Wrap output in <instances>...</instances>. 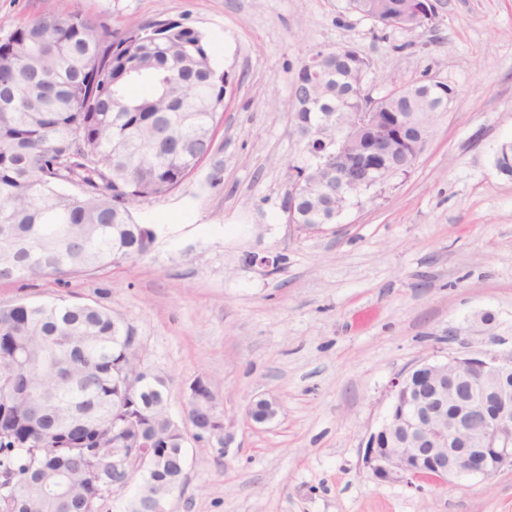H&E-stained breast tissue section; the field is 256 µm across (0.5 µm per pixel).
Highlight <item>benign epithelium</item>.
<instances>
[{
	"label": "benign epithelium",
	"mask_w": 512,
	"mask_h": 512,
	"mask_svg": "<svg viewBox=\"0 0 512 512\" xmlns=\"http://www.w3.org/2000/svg\"><path fill=\"white\" fill-rule=\"evenodd\" d=\"M352 126L336 114V138L319 165L336 171V196L343 203L358 193L360 180L345 159ZM392 403L366 442L365 468L380 482L416 491L423 472L441 482L469 476L492 480L512 468V354L489 349L477 357L450 355L426 362L390 382Z\"/></svg>",
	"instance_id": "benign-epithelium-1"
}]
</instances>
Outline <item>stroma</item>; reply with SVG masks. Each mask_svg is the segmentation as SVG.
<instances>
[{
	"instance_id": "obj_1",
	"label": "stroma",
	"mask_w": 512,
	"mask_h": 512,
	"mask_svg": "<svg viewBox=\"0 0 512 512\" xmlns=\"http://www.w3.org/2000/svg\"><path fill=\"white\" fill-rule=\"evenodd\" d=\"M76 6L119 30L181 21L231 76L208 159L133 213L155 230L150 252L70 285L132 325L174 420L206 376L233 424L228 454L188 441L167 512H512V468L415 491L363 462L393 378L495 337L512 351V180L494 166L512 141V0H442L411 31L345 0H0V39ZM337 47L368 59L372 96L434 78L453 97L408 176L308 233L282 212L300 151L293 88L312 53ZM262 397L280 410L258 424L247 409Z\"/></svg>"
}]
</instances>
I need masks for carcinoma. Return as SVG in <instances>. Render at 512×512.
Here are the masks:
<instances>
[{
  "mask_svg": "<svg viewBox=\"0 0 512 512\" xmlns=\"http://www.w3.org/2000/svg\"><path fill=\"white\" fill-rule=\"evenodd\" d=\"M412 0H346L386 27ZM321 58L322 103L296 107L301 176L318 152L304 130L336 112H378L430 126L448 90L413 83L400 99L360 96L367 73ZM228 72L197 30L165 20L116 31L95 13H44L0 39V282L60 285L146 255L154 233L137 207L173 193L211 151ZM377 135L360 129L349 159L365 167ZM387 164L414 165L394 139ZM512 178V142L495 157ZM294 203L296 224H323L336 197ZM188 421L209 448L224 447L211 382L189 385ZM167 380L145 369L134 328L96 302L22 298L0 306V512H101L139 471L125 512H159L181 489L183 429L167 412ZM123 449L112 464V449Z\"/></svg>",
  "mask_w": 512,
  "mask_h": 512,
  "instance_id": "1",
  "label": "carcinoma"
}]
</instances>
